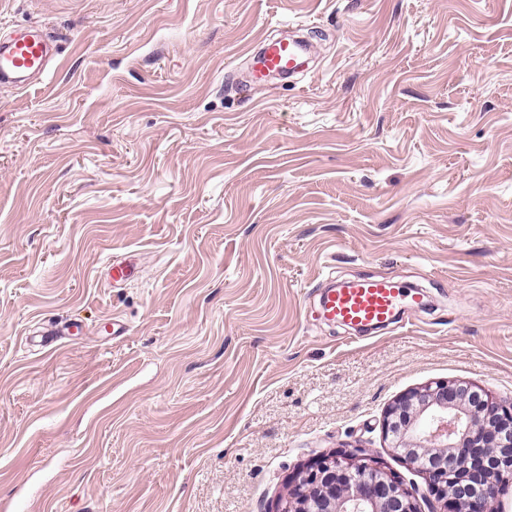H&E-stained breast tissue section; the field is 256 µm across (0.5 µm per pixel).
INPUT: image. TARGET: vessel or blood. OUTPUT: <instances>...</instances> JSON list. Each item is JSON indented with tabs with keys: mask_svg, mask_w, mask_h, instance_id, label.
I'll return each mask as SVG.
<instances>
[{
	"mask_svg": "<svg viewBox=\"0 0 512 512\" xmlns=\"http://www.w3.org/2000/svg\"><path fill=\"white\" fill-rule=\"evenodd\" d=\"M303 48L296 43L269 41L263 46L252 78L262 81L272 73L288 74L301 63ZM50 46L34 28L13 29L0 34V83L25 87L33 76L48 71ZM422 296L388 278L360 279L329 288L321 303L323 317L350 328L376 327L389 323L402 309L419 306Z\"/></svg>",
	"mask_w": 512,
	"mask_h": 512,
	"instance_id": "obj_1",
	"label": "vessel or blood"
}]
</instances>
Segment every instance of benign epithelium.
<instances>
[{
	"label": "benign epithelium",
	"mask_w": 512,
	"mask_h": 512,
	"mask_svg": "<svg viewBox=\"0 0 512 512\" xmlns=\"http://www.w3.org/2000/svg\"><path fill=\"white\" fill-rule=\"evenodd\" d=\"M390 451L428 478L430 512H502L498 494L512 474V400L467 383L431 382L386 409ZM276 512H421L395 474L330 455L307 465Z\"/></svg>",
	"instance_id": "benign-epithelium-1"
}]
</instances>
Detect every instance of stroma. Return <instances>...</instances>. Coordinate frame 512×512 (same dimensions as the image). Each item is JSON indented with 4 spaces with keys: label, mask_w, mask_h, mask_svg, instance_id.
Listing matches in <instances>:
<instances>
[{
    "label": "stroma",
    "mask_w": 512,
    "mask_h": 512,
    "mask_svg": "<svg viewBox=\"0 0 512 512\" xmlns=\"http://www.w3.org/2000/svg\"><path fill=\"white\" fill-rule=\"evenodd\" d=\"M28 26L59 53L0 84V503L274 512L333 452L427 493L388 405L512 399V0H0ZM295 28L308 72L250 81ZM371 277L421 307L323 318ZM422 295L389 278L360 279L329 288L321 303L323 317L351 329L386 325L403 308L419 307Z\"/></svg>",
    "instance_id": "stroma-1"
}]
</instances>
